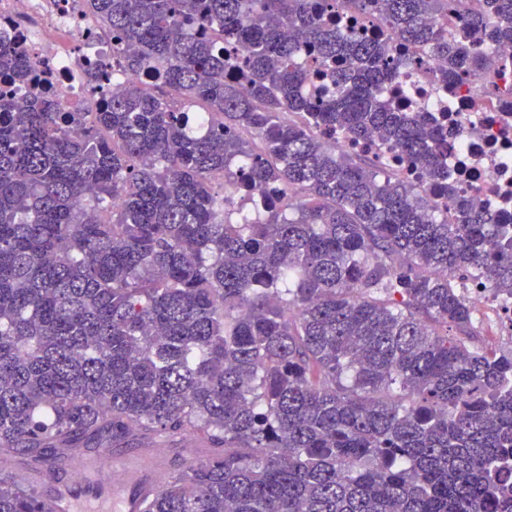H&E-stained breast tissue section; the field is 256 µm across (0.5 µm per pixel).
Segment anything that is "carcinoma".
Masks as SVG:
<instances>
[{"instance_id": "carcinoma-1", "label": "carcinoma", "mask_w": 512, "mask_h": 512, "mask_svg": "<svg viewBox=\"0 0 512 512\" xmlns=\"http://www.w3.org/2000/svg\"><path fill=\"white\" fill-rule=\"evenodd\" d=\"M86 8L112 40V66L86 69L91 123L0 37V448L215 449L143 512H512V352L471 344L464 296L483 282L512 305V214L433 202L445 135L387 98L408 47L477 79L512 43V0ZM305 52L330 77L315 95ZM338 132L381 137L422 179ZM0 512L53 510L0 478Z\"/></svg>"}]
</instances>
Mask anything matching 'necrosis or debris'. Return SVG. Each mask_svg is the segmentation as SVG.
Listing matches in <instances>:
<instances>
[{"label":"necrosis or debris","instance_id":"obj_1","mask_svg":"<svg viewBox=\"0 0 512 512\" xmlns=\"http://www.w3.org/2000/svg\"><path fill=\"white\" fill-rule=\"evenodd\" d=\"M85 0H0V32L22 37L26 55L48 69L65 112H90L85 70L105 39L90 37ZM413 63L397 76L409 93L410 111L447 126L448 167L455 193L477 205L512 212V92L502 67H487L481 80L442 84L439 59L410 51Z\"/></svg>","mask_w":512,"mask_h":512}]
</instances>
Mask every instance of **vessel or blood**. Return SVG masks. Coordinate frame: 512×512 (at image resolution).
I'll list each match as a JSON object with an SVG mask.
<instances>
[{"label": "vessel or blood", "mask_w": 512, "mask_h": 512, "mask_svg": "<svg viewBox=\"0 0 512 512\" xmlns=\"http://www.w3.org/2000/svg\"><path fill=\"white\" fill-rule=\"evenodd\" d=\"M65 467L76 476L77 482L53 490L50 503L54 512H76L82 501H111L117 493L110 479L114 471L129 485L159 479L166 472V454L151 451L116 457L107 449L102 451L100 461L73 456L66 460Z\"/></svg>", "instance_id": "obj_1"}]
</instances>
